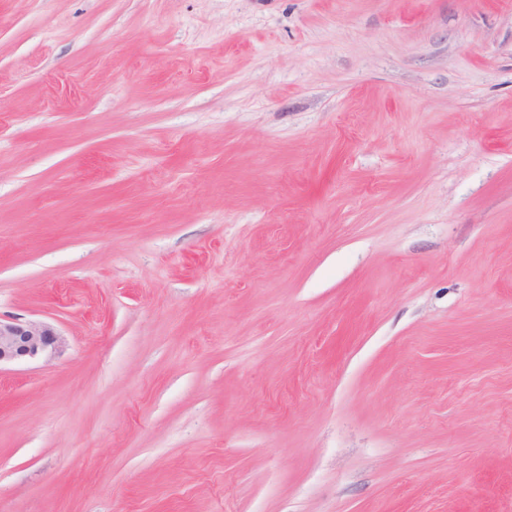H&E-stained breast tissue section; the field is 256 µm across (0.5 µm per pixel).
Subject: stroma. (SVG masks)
I'll list each match as a JSON object with an SVG mask.
<instances>
[{"mask_svg": "<svg viewBox=\"0 0 512 512\" xmlns=\"http://www.w3.org/2000/svg\"><path fill=\"white\" fill-rule=\"evenodd\" d=\"M0 512H512V0H0ZM62 344L61 334L51 323L0 317V368L52 356Z\"/></svg>", "mask_w": 512, "mask_h": 512, "instance_id": "35a3bbf8", "label": "stroma"}]
</instances>
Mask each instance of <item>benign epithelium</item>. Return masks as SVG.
<instances>
[{
	"mask_svg": "<svg viewBox=\"0 0 512 512\" xmlns=\"http://www.w3.org/2000/svg\"><path fill=\"white\" fill-rule=\"evenodd\" d=\"M62 344L61 334L48 322L0 318V365L49 357Z\"/></svg>",
	"mask_w": 512,
	"mask_h": 512,
	"instance_id": "obj_1",
	"label": "benign epithelium"
}]
</instances>
